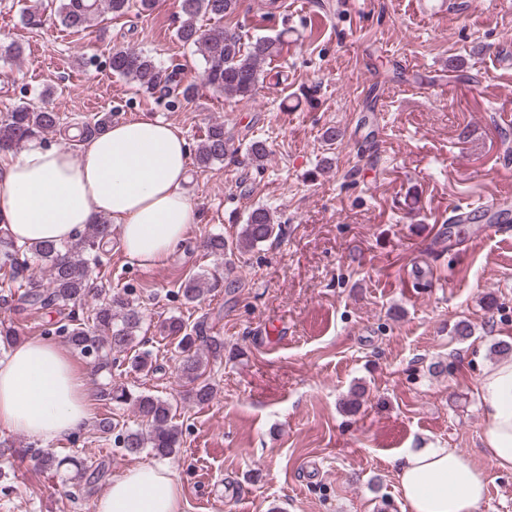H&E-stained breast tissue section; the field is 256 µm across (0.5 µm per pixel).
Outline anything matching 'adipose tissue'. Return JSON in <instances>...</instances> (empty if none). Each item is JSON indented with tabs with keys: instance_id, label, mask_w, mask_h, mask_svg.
<instances>
[{
	"instance_id": "1",
	"label": "adipose tissue",
	"mask_w": 512,
	"mask_h": 512,
	"mask_svg": "<svg viewBox=\"0 0 512 512\" xmlns=\"http://www.w3.org/2000/svg\"><path fill=\"white\" fill-rule=\"evenodd\" d=\"M189 157L181 130L148 116L83 141L76 155L30 142L0 166V225L20 245H61L104 217L129 260L162 264L198 219L184 189ZM474 391L484 452L511 470L512 357L486 366ZM89 418L86 377L56 345L30 340L0 360V429L46 443ZM397 479L407 512H477L487 492L483 470L453 448L406 452ZM181 500L170 469L146 461L113 476L98 512H182Z\"/></svg>"
}]
</instances>
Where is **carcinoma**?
<instances>
[{"label":"carcinoma","mask_w":512,"mask_h":512,"mask_svg":"<svg viewBox=\"0 0 512 512\" xmlns=\"http://www.w3.org/2000/svg\"><path fill=\"white\" fill-rule=\"evenodd\" d=\"M239 0H181L180 25L176 30L179 41L193 45L204 62L206 83L221 92L226 99L255 95L267 81H279L281 71L271 67L282 56L286 41L284 34L244 38L238 28L217 27L208 30L198 26L202 16L221 21L237 11ZM55 15L60 24L70 30L82 31L92 27L101 8L115 15H123L136 7L139 12L152 10L156 0H55ZM112 73L137 82L145 91L155 93L175 88L183 99L196 94L193 84L181 86L179 72L158 66L154 59L131 50L116 49L110 58ZM60 123L58 113L45 106L23 103L0 116V151L9 152L42 138ZM112 123V114L85 121L81 134L88 138L103 131ZM231 148V138L224 133V124L208 127L204 138L197 142L194 159L198 167L209 168L224 160ZM282 234V225L275 222L272 212L263 206L252 208L242 225L239 236L229 243L224 236L215 235L207 248L216 256L226 252H246L255 246ZM112 240V225L101 217L86 225L77 239L60 248L52 243L18 246L7 234L0 233V268L12 273L27 265L32 255L41 262L48 282L32 285L22 294L31 306L41 308L58 306L67 311L64 323L57 332L66 336L72 349L82 357L92 359L98 372L112 373L115 353L125 354L127 369L135 373H150L154 366L147 351L133 352L136 332L142 323L140 310L119 293L109 295L81 317L76 309L82 307L88 293L91 269L102 262L103 246ZM182 296L189 302L200 300L207 289L204 279L192 276L181 285ZM164 338L176 343L182 354L178 371L188 387L187 395L197 406L209 403L214 385L207 375L212 360L224 358V340L215 336H199L188 332L187 325L173 317L161 326ZM100 397L122 403L133 401L145 427L127 428L118 434L125 454L137 456L148 451L155 457L167 459L179 451L181 428L175 423L176 413L166 400L148 393L129 398L125 389L106 386ZM42 468L63 473L62 481L91 485L101 476L102 466L85 461H68L52 452L40 450L35 455Z\"/></svg>","instance_id":"obj_1"}]
</instances>
